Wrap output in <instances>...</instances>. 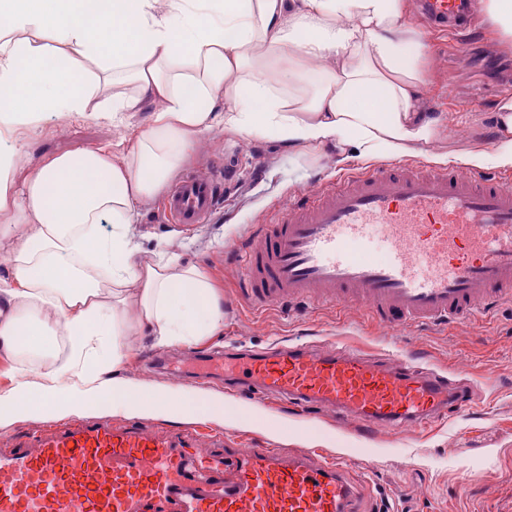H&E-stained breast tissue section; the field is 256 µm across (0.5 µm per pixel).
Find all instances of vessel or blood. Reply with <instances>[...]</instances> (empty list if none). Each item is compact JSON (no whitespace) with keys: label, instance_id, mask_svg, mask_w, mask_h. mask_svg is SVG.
Here are the masks:
<instances>
[{"label":"vessel or blood","instance_id":"1","mask_svg":"<svg viewBox=\"0 0 512 512\" xmlns=\"http://www.w3.org/2000/svg\"><path fill=\"white\" fill-rule=\"evenodd\" d=\"M436 31L470 24L476 0H417ZM224 192L189 176L163 213L202 224ZM242 254L256 309L311 302L363 308L378 327L445 326L512 298V175L424 162L380 163L297 194L255 225ZM379 238L382 259L350 245ZM225 388L303 414L329 413L362 435L421 427L473 395L415 358L362 348L277 343L210 353ZM341 458L199 426L160 434L140 422L78 420L21 430L0 448V512H355Z\"/></svg>","mask_w":512,"mask_h":512}]
</instances>
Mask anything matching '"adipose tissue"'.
Returning <instances> with one entry per match:
<instances>
[{
	"label": "adipose tissue",
	"mask_w": 512,
	"mask_h": 512,
	"mask_svg": "<svg viewBox=\"0 0 512 512\" xmlns=\"http://www.w3.org/2000/svg\"><path fill=\"white\" fill-rule=\"evenodd\" d=\"M401 0H0V132L44 115L159 108L133 144L48 156L16 182L17 148H0V355L14 363L0 421L33 413L120 411L145 403L176 416L211 404L150 395L101 375L125 356L128 324L154 346H190L224 326L206 271L161 248L138 261L128 226L203 135L278 141L302 155L398 158L434 143L448 119L422 113L420 42ZM51 36L54 45L40 40ZM134 92L97 100L100 75ZM110 231H102V224ZM71 357H47L59 338Z\"/></svg>",
	"instance_id": "ef3b65f1"
}]
</instances>
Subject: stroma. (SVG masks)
<instances>
[{
    "instance_id": "35a3bbf8",
    "label": "stroma",
    "mask_w": 512,
    "mask_h": 512,
    "mask_svg": "<svg viewBox=\"0 0 512 512\" xmlns=\"http://www.w3.org/2000/svg\"><path fill=\"white\" fill-rule=\"evenodd\" d=\"M406 20L412 36L425 44L426 81L418 103L433 112L440 103L455 110L454 121L424 151L405 154L423 161L469 168L472 156L491 152L495 114L512 86L502 84L512 69V39L502 37L488 15L478 20L479 38L428 34L414 13ZM156 108L143 99L126 113L123 125L90 114L40 121L4 136L0 145L21 150L20 172L38 167L44 156L90 148L142 128ZM360 160L338 161L335 150L305 157L279 142L213 131L188 154L179 174L213 178L232 170L221 208L211 221L185 227L159 215L161 195L144 202L132 229L141 258L171 244L183 260L203 267L224 296V328L203 347L227 343L264 349L274 343L355 345L375 355L404 353L431 368L464 380L474 395L463 415L398 435L379 430L372 442L336 427L325 415L293 414L272 404L238 400L220 387L185 382L199 399L218 401L228 418L209 428L238 433L292 451L340 457L357 494L359 512H512V302L450 326L419 324L396 332L371 326L364 309L280 305L254 310L242 295L240 253L252 224L270 210L310 189L316 176L337 177L363 168ZM120 377L146 390L174 386L175 380L144 365L154 346L143 332L129 334Z\"/></svg>"
}]
</instances>
